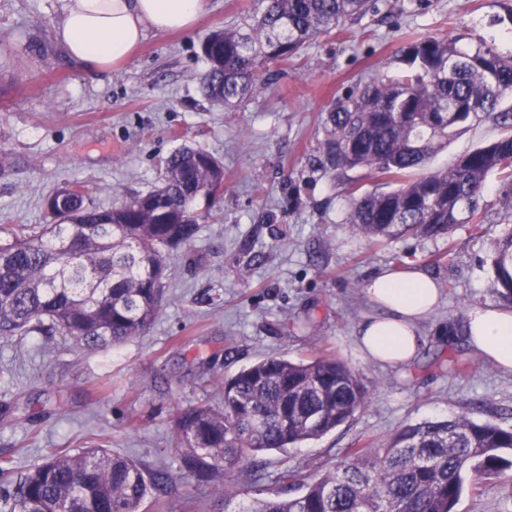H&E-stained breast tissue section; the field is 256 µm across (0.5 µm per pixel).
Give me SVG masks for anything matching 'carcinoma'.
Wrapping results in <instances>:
<instances>
[{
    "label": "carcinoma",
    "instance_id": "cac0c4a2",
    "mask_svg": "<svg viewBox=\"0 0 512 512\" xmlns=\"http://www.w3.org/2000/svg\"><path fill=\"white\" fill-rule=\"evenodd\" d=\"M253 22L218 28L202 44L205 93L228 109L253 93L264 71L313 39L375 8L372 0H262ZM426 36L396 55L406 69L332 102L317 163L364 168L397 180L387 192L349 191L346 223L370 242L437 237L459 224L483 229L487 177L500 176L512 207V57L481 40ZM493 118L507 133L424 172L458 127ZM224 165L189 147L164 162L162 183L104 210L67 183L48 197L44 224L0 228V338L47 329L88 348L144 334L165 294V255L192 243L217 200ZM497 294L512 305V233L494 242ZM359 376L335 357L270 356L224 380L223 407L201 404L174 418L182 465L202 483L234 469L246 454L319 438L369 402ZM512 429L465 416L406 425L382 448H351V462L303 485L294 497L256 500L241 512H454L466 479H497L512 469ZM168 477L101 444L55 454L0 486V512H142Z\"/></svg>",
    "mask_w": 512,
    "mask_h": 512
}]
</instances>
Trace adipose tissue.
<instances>
[{
	"instance_id": "ef3b65f1",
	"label": "adipose tissue",
	"mask_w": 512,
	"mask_h": 512,
	"mask_svg": "<svg viewBox=\"0 0 512 512\" xmlns=\"http://www.w3.org/2000/svg\"><path fill=\"white\" fill-rule=\"evenodd\" d=\"M205 7V0H64L54 37L73 62L107 71L134 56L148 33L192 30ZM364 294L373 311L355 330L361 351L382 366L405 369L421 350V323L440 302L439 283L417 267L382 270ZM463 330L479 355L512 371V311L475 308Z\"/></svg>"
}]
</instances>
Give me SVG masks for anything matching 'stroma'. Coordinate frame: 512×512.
Instances as JSON below:
<instances>
[{
  "label": "stroma",
  "mask_w": 512,
  "mask_h": 512,
  "mask_svg": "<svg viewBox=\"0 0 512 512\" xmlns=\"http://www.w3.org/2000/svg\"><path fill=\"white\" fill-rule=\"evenodd\" d=\"M63 0H0V227L40 224L44 203L76 182L105 209L160 183L180 145L224 164L217 202L199 199L195 241L172 252L166 300L143 335L84 349L44 334L0 338V458L13 475L49 455L103 443L167 491L143 512H224V500L182 466L176 410L222 405V384L263 357L333 355L371 394L354 418L296 448L258 453L231 474L241 501L284 494L286 470L306 483L342 464L348 449L381 447L398 429L466 416L512 427V374L475 352L459 326L470 308L501 307L494 242L512 232L497 176L484 193L482 230L372 245L346 222L347 188L385 190L363 169L314 164L333 100L402 71L396 49L423 36L472 35L512 54V0H376L342 31L311 41L227 112L206 98L201 45L215 27L248 21L257 0H207L194 29L148 35L123 65L96 72L70 61L53 27ZM504 133L493 119L462 126L427 165L446 167ZM416 266L441 285L421 325L424 342L404 371L365 359L354 329L370 307L367 280ZM456 512H512V479L468 484Z\"/></svg>",
  "instance_id": "1"
}]
</instances>
